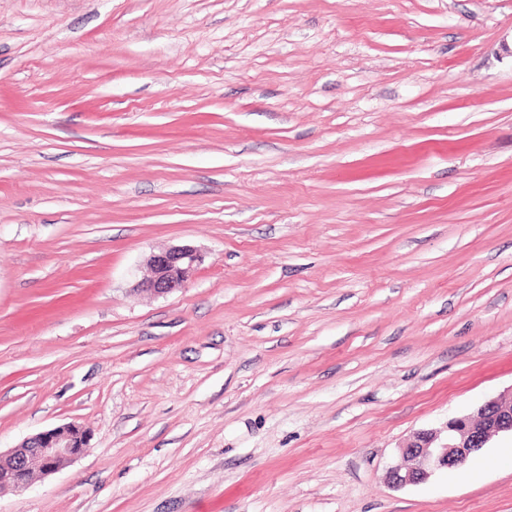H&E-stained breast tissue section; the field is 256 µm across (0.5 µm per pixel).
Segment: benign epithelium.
<instances>
[{"instance_id":"benign-epithelium-1","label":"benign epithelium","mask_w":512,"mask_h":512,"mask_svg":"<svg viewBox=\"0 0 512 512\" xmlns=\"http://www.w3.org/2000/svg\"><path fill=\"white\" fill-rule=\"evenodd\" d=\"M200 262V254L190 245L154 252L147 258L151 276L133 291L154 296L171 293L184 287ZM505 432L512 433V394L488 400L474 413L451 417L440 430L414 433L388 469V480L404 487L426 481L437 469H460L494 436ZM89 449L87 433L74 423L39 432L0 452V488L24 489L34 472L52 474Z\"/></svg>"}]
</instances>
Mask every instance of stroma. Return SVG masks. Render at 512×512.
<instances>
[{"mask_svg": "<svg viewBox=\"0 0 512 512\" xmlns=\"http://www.w3.org/2000/svg\"><path fill=\"white\" fill-rule=\"evenodd\" d=\"M509 392L512 0H0V512H512L387 481ZM200 262V254L190 245L172 246L154 252L147 258L151 276L139 281L133 291L162 296L183 288ZM89 449L87 433L74 423L39 432L7 453L0 451V488L24 489L35 471L55 473Z\"/></svg>", "mask_w": 512, "mask_h": 512, "instance_id": "obj_1", "label": "stroma"}]
</instances>
